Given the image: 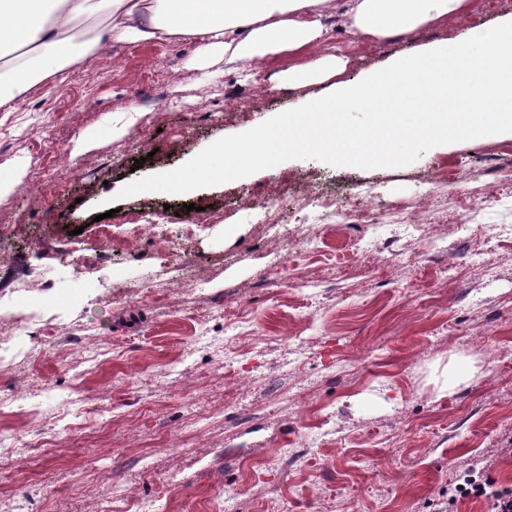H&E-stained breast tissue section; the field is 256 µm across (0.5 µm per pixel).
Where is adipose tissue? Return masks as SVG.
<instances>
[{"label": "adipose tissue", "mask_w": 512, "mask_h": 512, "mask_svg": "<svg viewBox=\"0 0 512 512\" xmlns=\"http://www.w3.org/2000/svg\"><path fill=\"white\" fill-rule=\"evenodd\" d=\"M477 7L478 0H0V44L20 53L0 62V112L83 57L69 32L89 19L108 20L98 46L192 40L208 80L228 73L249 81L255 65L285 54L292 63L283 77L296 85L346 70V50H322L334 31L354 45L379 42L467 20Z\"/></svg>", "instance_id": "ef3b65f1"}]
</instances>
